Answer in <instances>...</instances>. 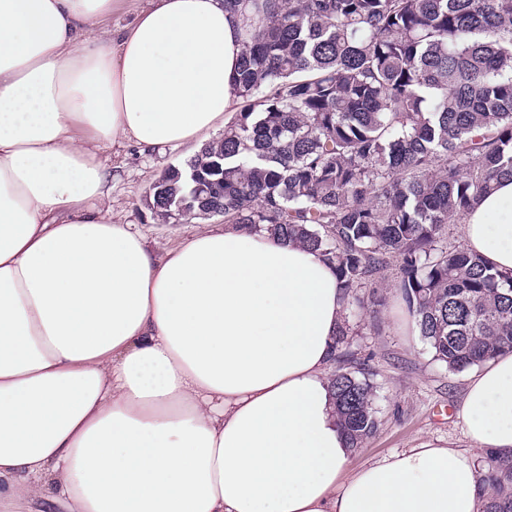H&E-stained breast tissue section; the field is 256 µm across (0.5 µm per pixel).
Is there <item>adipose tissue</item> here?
Returning <instances> with one entry per match:
<instances>
[{
	"label": "adipose tissue",
	"instance_id": "1",
	"mask_svg": "<svg viewBox=\"0 0 512 512\" xmlns=\"http://www.w3.org/2000/svg\"><path fill=\"white\" fill-rule=\"evenodd\" d=\"M0 0V506L18 512H482L466 454L351 471L328 381L344 298L301 244L227 224L155 254L108 210L107 140L202 145L236 99L245 11ZM512 273V179L464 220ZM467 436L512 449V353L469 379Z\"/></svg>",
	"mask_w": 512,
	"mask_h": 512
}]
</instances>
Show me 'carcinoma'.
I'll return each instance as SVG.
<instances>
[{
    "label": "carcinoma",
    "mask_w": 512,
    "mask_h": 512,
    "mask_svg": "<svg viewBox=\"0 0 512 512\" xmlns=\"http://www.w3.org/2000/svg\"><path fill=\"white\" fill-rule=\"evenodd\" d=\"M249 9L224 134L168 168L164 223L224 217L297 241L344 299L393 266L420 336L450 371L512 352V275L448 244L512 177V0H234ZM336 342V413L361 448L379 428L369 370ZM485 512H512V451L490 450Z\"/></svg>",
    "instance_id": "carcinoma-1"
}]
</instances>
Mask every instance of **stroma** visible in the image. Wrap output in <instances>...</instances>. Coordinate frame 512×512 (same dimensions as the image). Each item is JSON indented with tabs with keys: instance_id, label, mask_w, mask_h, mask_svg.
I'll return each instance as SVG.
<instances>
[{
	"instance_id": "35a3bbf8",
	"label": "stroma",
	"mask_w": 512,
	"mask_h": 512,
	"mask_svg": "<svg viewBox=\"0 0 512 512\" xmlns=\"http://www.w3.org/2000/svg\"><path fill=\"white\" fill-rule=\"evenodd\" d=\"M191 153L188 146L143 153L132 144L101 143L97 158L112 170V194L108 201H93V208L111 206L113 220L133 225L157 253L205 225H223L220 216L165 224L145 204L150 186L169 167L182 165ZM394 277V270L386 271L377 317L356 312L349 319L346 348L358 361L368 362L373 372L380 420L376 435L353 451L349 466L355 469L430 443L455 448L468 455L476 468H484L485 449L468 438L456 416L472 372H451L434 360L405 301L392 286Z\"/></svg>"
}]
</instances>
